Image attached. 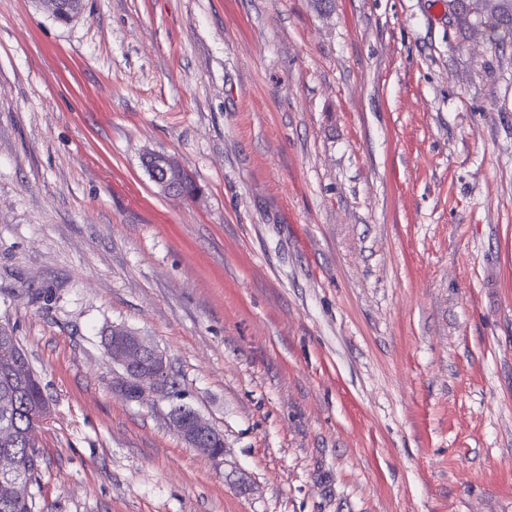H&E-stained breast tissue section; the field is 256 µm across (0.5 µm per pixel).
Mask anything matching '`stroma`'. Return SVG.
<instances>
[{
  "mask_svg": "<svg viewBox=\"0 0 512 512\" xmlns=\"http://www.w3.org/2000/svg\"><path fill=\"white\" fill-rule=\"evenodd\" d=\"M1 325L38 512H512V46L439 0H0ZM114 326L175 398L113 391ZM159 167L162 169L163 178L160 179L157 174H153V178L151 179L160 186L164 192L175 194L178 187L190 178L184 169L169 157H162ZM179 406H183L181 410H178ZM185 409L191 410L192 417L190 423H187L181 418ZM169 423L189 448H194L213 458L219 457L212 454V448L213 453H220L224 448V438L222 442L216 440L211 448H207L209 441L213 440L214 436L219 435L221 438V435L219 434V430L203 419L194 409L183 404H174L170 409Z\"/></svg>",
  "mask_w": 512,
  "mask_h": 512,
  "instance_id": "obj_1",
  "label": "stroma"
}]
</instances>
